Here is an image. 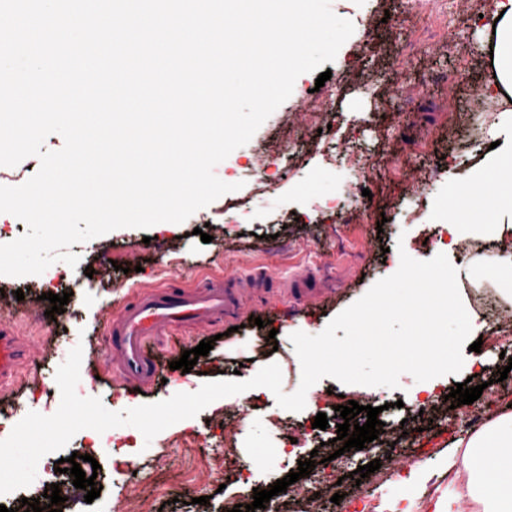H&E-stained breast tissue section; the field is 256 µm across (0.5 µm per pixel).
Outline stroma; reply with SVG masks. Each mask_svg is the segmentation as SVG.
<instances>
[{
	"label": "stroma",
	"mask_w": 512,
	"mask_h": 512,
	"mask_svg": "<svg viewBox=\"0 0 512 512\" xmlns=\"http://www.w3.org/2000/svg\"><path fill=\"white\" fill-rule=\"evenodd\" d=\"M495 0H479L477 12L460 10L444 0L436 19L438 43L420 44L425 20L418 0H332L333 12L352 21L353 35L330 63V80L317 86L316 74L301 75L292 95L262 124L252 139L235 149L214 169L227 183H240L196 211L176 232L120 228L72 245L77 267L52 264L72 296L66 313L50 318L44 298L52 287L43 276L0 275V317L24 339L27 364L11 392L0 398V428L11 431L28 412L55 413L60 405L57 367L75 345L83 356L77 393L96 397L112 411L154 403L173 394L197 391L204 381L249 379L275 362L282 370L284 392L300 383L301 365L290 341L292 333L322 332L328 322L360 299L378 280L393 274L400 253L414 259L435 256L437 227L446 223L444 205L449 189L469 187L489 152L490 130L498 126V110L480 109L475 90L492 81L490 59L479 46L488 40L486 18ZM465 72L457 92L460 110L448 113L443 104L448 82ZM327 97L328 111L309 107ZM325 127L317 134L315 126ZM349 149L359 160L371 200L359 208L341 209L340 189L347 164L337 153ZM268 162L259 179L245 172L251 157ZM428 179L427 190L412 186L413 176ZM205 228L211 242H202L194 228ZM447 256L458 271L464 305L483 323L481 332L484 378L501 377V357H512V333L486 325V313L476 299L490 279L482 268L505 262L504 253L486 249L477 234L462 233ZM93 276H86V267ZM219 274L229 284L267 278L269 286L245 293L241 329L220 339L210 330L176 337L169 355L179 360L200 341H212L208 355L192 371L164 369L163 383L141 393L112 371L106 328L128 298L132 285L159 286L170 280L187 285ZM23 299H16V291ZM265 327H257V320ZM419 384L411 375L399 378L395 389L344 385L326 377L306 394L300 412L280 408L272 392L251 398V408L238 414L242 396L214 401L189 424H174L145 443L134 432L131 466L115 473L112 455L90 449L86 431L74 435L61 458L92 454L84 472H96L101 492L85 502V492L60 473L56 481L65 497L63 512H108L114 499H126L132 512H224L228 503H252L254 489L297 470L322 441L336 438L341 421L336 407L342 400L378 398L386 409L378 418L396 426L408 421L402 441L410 460L398 477L379 469L361 481L348 474L362 459L350 451L317 465L326 479L342 475L336 488L340 502H325L322 512H350L359 496L371 499L376 512H434L447 496L454 474L445 461L466 429L448 424L432 428L415 418L413 398ZM325 413L326 429L314 428L317 413ZM299 442H292L293 434ZM422 463L428 477L412 482L409 474ZM208 504H198V497Z\"/></svg>",
	"instance_id": "obj_1"
}]
</instances>
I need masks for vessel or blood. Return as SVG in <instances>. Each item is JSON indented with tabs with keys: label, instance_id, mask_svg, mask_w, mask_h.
<instances>
[{
	"label": "vessel or blood",
	"instance_id": "vessel-or-blood-1",
	"mask_svg": "<svg viewBox=\"0 0 512 512\" xmlns=\"http://www.w3.org/2000/svg\"><path fill=\"white\" fill-rule=\"evenodd\" d=\"M237 310V293L220 275L193 286L139 290L108 325L112 359L124 380L151 388L162 369L159 345L165 337L214 325ZM25 359V344L10 325L1 323L0 390L18 380Z\"/></svg>",
	"mask_w": 512,
	"mask_h": 512
}]
</instances>
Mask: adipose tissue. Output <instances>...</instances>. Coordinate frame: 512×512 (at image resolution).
Returning <instances> with one entry per match:
<instances>
[{
    "label": "adipose tissue",
    "instance_id": "1",
    "mask_svg": "<svg viewBox=\"0 0 512 512\" xmlns=\"http://www.w3.org/2000/svg\"><path fill=\"white\" fill-rule=\"evenodd\" d=\"M500 18L493 29V85L499 94L512 96V0H497ZM507 142L493 149L476 172L471 190L448 192V238L456 240L469 221L473 202H480L486 219L482 234L497 238L502 230L498 217L512 214V113L504 115ZM460 456L449 458L461 480L460 490L448 494L447 512H462L470 503L475 512H512V412L483 425L463 441Z\"/></svg>",
    "mask_w": 512,
    "mask_h": 512
}]
</instances>
